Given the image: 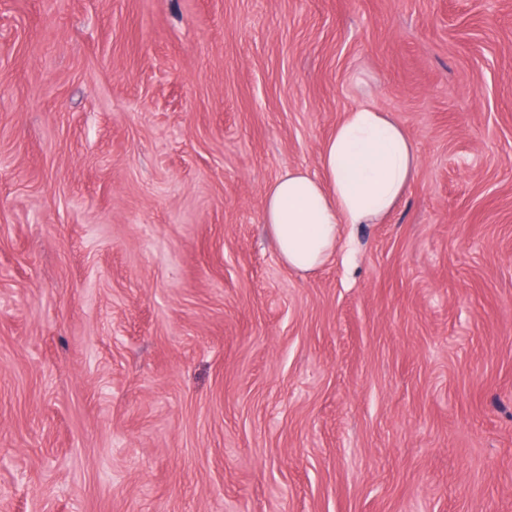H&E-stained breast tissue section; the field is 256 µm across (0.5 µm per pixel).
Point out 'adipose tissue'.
<instances>
[{"mask_svg": "<svg viewBox=\"0 0 512 512\" xmlns=\"http://www.w3.org/2000/svg\"><path fill=\"white\" fill-rule=\"evenodd\" d=\"M418 149L406 128L355 105L319 152V171L291 167L265 191L263 223L282 265L314 272L332 261L346 225L382 223L409 190Z\"/></svg>", "mask_w": 512, "mask_h": 512, "instance_id": "ef3b65f1", "label": "adipose tissue"}]
</instances>
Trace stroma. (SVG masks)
Returning <instances> with one entry per match:
<instances>
[{"label": "stroma", "mask_w": 512, "mask_h": 512, "mask_svg": "<svg viewBox=\"0 0 512 512\" xmlns=\"http://www.w3.org/2000/svg\"><path fill=\"white\" fill-rule=\"evenodd\" d=\"M364 100L415 180L290 271ZM0 512H512V0H0ZM418 149L390 113L361 102L319 152L320 173L290 167L265 191L263 223L282 265L314 272L336 258L345 225L380 224L409 190Z\"/></svg>", "instance_id": "obj_1"}]
</instances>
